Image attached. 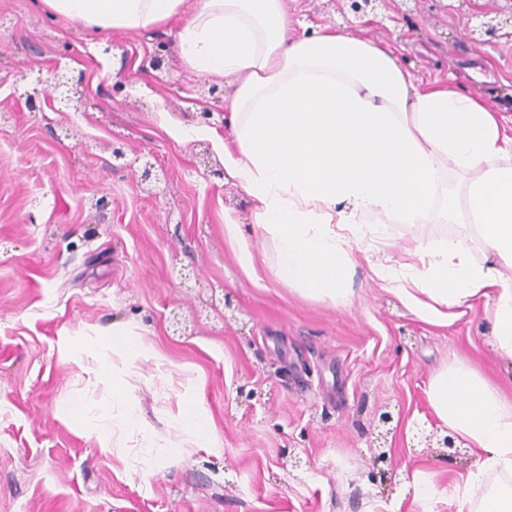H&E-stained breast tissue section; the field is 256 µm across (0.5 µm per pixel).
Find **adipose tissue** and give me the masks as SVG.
I'll list each match as a JSON object with an SVG mask.
<instances>
[{
	"instance_id": "obj_1",
	"label": "adipose tissue",
	"mask_w": 512,
	"mask_h": 512,
	"mask_svg": "<svg viewBox=\"0 0 512 512\" xmlns=\"http://www.w3.org/2000/svg\"><path fill=\"white\" fill-rule=\"evenodd\" d=\"M49 11L104 30H139L175 14L178 53L191 71L235 79L224 169L254 203L275 245L277 277L346 302L351 237L365 213L420 224L435 208L472 226L467 238L419 241L411 271L371 263L418 317L493 300V339L512 358V136L497 113L450 84L423 85L387 47L326 28L293 36L284 0H42ZM462 178L460 195L447 177ZM428 403L477 461L448 496L456 512H512V400L470 365L432 375Z\"/></svg>"
}]
</instances>
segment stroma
I'll use <instances>...</instances> for the list:
<instances>
[{"mask_svg":"<svg viewBox=\"0 0 512 512\" xmlns=\"http://www.w3.org/2000/svg\"><path fill=\"white\" fill-rule=\"evenodd\" d=\"M285 2L295 36L329 26L391 45L420 79L452 80L512 120L503 0H380L361 19L346 0ZM181 25L98 31L0 0V512H448L474 455L426 443L448 429L425 390L457 359L512 396L491 302L430 323L382 288L359 247L347 303L282 282L213 143L159 124L166 112L229 133L233 83L209 95L211 79L175 51ZM158 52L163 69L144 66ZM55 69L77 92L41 99ZM116 146L134 171H113ZM228 215L251 265L224 235ZM387 235L400 264L418 237L473 232L433 216ZM115 331L128 344L113 345ZM116 383L146 427L105 446L72 405L111 413ZM190 403L211 420L212 447L182 446L173 419ZM417 479L432 500L416 499Z\"/></svg>","mask_w":512,"mask_h":512,"instance_id":"obj_1","label":"stroma"}]
</instances>
